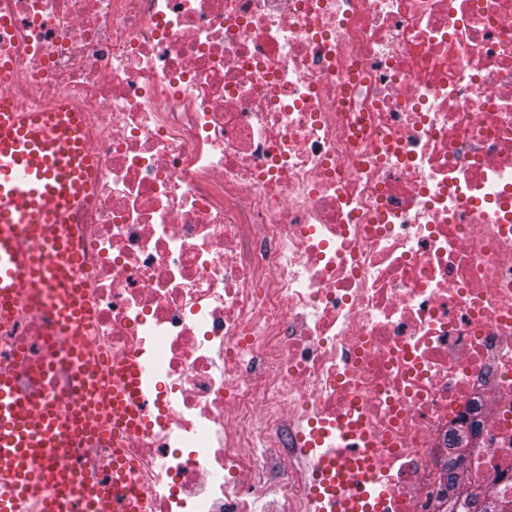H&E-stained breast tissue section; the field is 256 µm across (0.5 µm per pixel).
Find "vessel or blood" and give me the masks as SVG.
<instances>
[{"label": "vessel or blood", "instance_id": "obj_1", "mask_svg": "<svg viewBox=\"0 0 512 512\" xmlns=\"http://www.w3.org/2000/svg\"><path fill=\"white\" fill-rule=\"evenodd\" d=\"M85 127L78 109H27L0 93V318L16 316L26 296L45 294L47 319L68 340L88 310L69 282L71 254L39 236L42 225L66 223L95 178ZM118 372L123 391L113 415L134 433L149 408L146 371L129 362ZM98 418L83 407L62 415L56 404L17 391L0 370V512H21L38 489L47 492L46 512H133L130 495L106 492L65 453L71 434L90 433Z\"/></svg>", "mask_w": 512, "mask_h": 512}]
</instances>
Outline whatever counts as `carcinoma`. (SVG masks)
I'll return each instance as SVG.
<instances>
[{
  "label": "carcinoma",
  "instance_id": "cac0c4a2",
  "mask_svg": "<svg viewBox=\"0 0 512 512\" xmlns=\"http://www.w3.org/2000/svg\"><path fill=\"white\" fill-rule=\"evenodd\" d=\"M474 436L463 429L452 432L436 512H512L491 481L475 483L464 477L467 459L475 452Z\"/></svg>",
  "mask_w": 512,
  "mask_h": 512
}]
</instances>
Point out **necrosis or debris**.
<instances>
[{
	"label": "necrosis or debris",
	"instance_id": "1",
	"mask_svg": "<svg viewBox=\"0 0 512 512\" xmlns=\"http://www.w3.org/2000/svg\"><path fill=\"white\" fill-rule=\"evenodd\" d=\"M68 101L89 403L148 368L135 434L78 440L139 512H332L294 450L364 464L356 512H434L450 431L512 499V0H0V91ZM26 297L0 369L76 405Z\"/></svg>",
	"mask_w": 512,
	"mask_h": 512
}]
</instances>
